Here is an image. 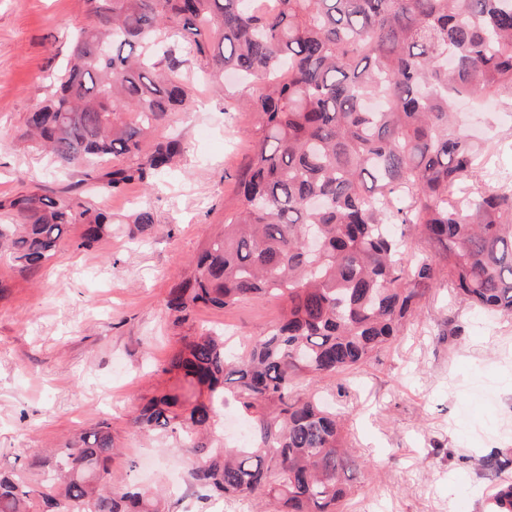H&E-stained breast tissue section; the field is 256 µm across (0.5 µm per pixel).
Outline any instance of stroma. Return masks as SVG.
Returning a JSON list of instances; mask_svg holds the SVG:
<instances>
[{"label": "stroma", "instance_id": "stroma-1", "mask_svg": "<svg viewBox=\"0 0 512 512\" xmlns=\"http://www.w3.org/2000/svg\"><path fill=\"white\" fill-rule=\"evenodd\" d=\"M85 19L84 0H0V198L37 182L58 191L75 175L54 173L45 156L19 139L25 117L65 62V34ZM193 110L177 114L186 146L182 172L145 187L99 196L116 223L94 248L77 247L72 225L59 252L33 278L0 261V470L112 425L120 455L108 473L120 483L169 486L172 512H246L224 501L201 502L188 486L195 462L181 448L141 435L131 418L143 396L168 389L163 368L189 332L228 329L245 340L281 317L278 299L201 308L193 327L174 326L165 307L170 288L190 276L191 259L224 221L234 175L253 150L256 120L235 100L240 88L214 94L189 64ZM459 122L491 131L481 177L512 175V123L495 104L459 103ZM150 207L158 222L134 236L127 218ZM320 393L347 411L346 434L367 464L349 481L350 512H486L495 482L480 460L512 454V316L434 290L404 336L349 374L344 387Z\"/></svg>", "mask_w": 512, "mask_h": 512}]
</instances>
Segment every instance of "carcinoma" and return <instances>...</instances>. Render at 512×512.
I'll list each match as a JSON object with an SVG mask.
<instances>
[{
	"label": "carcinoma",
	"mask_w": 512,
	"mask_h": 512,
	"mask_svg": "<svg viewBox=\"0 0 512 512\" xmlns=\"http://www.w3.org/2000/svg\"><path fill=\"white\" fill-rule=\"evenodd\" d=\"M84 2L90 22L68 35L67 60L21 137L112 193L147 187L186 151L180 135L161 134L189 111L184 63L220 86L245 83L257 139L238 203L167 308L183 325L199 306L286 303L241 355L220 333L183 337L165 368L171 387L132 425L193 453L189 477L208 499L346 512L361 462L317 383L369 364L443 284L512 316V194L465 186L481 141L453 112L463 97L512 108V0ZM131 223L144 234L156 219L141 208ZM72 224L90 249L112 217L70 187L0 199V258L32 277ZM390 224L437 244L439 261L412 258ZM230 399L249 441L217 448L210 433ZM114 452L102 422L49 450L39 478L31 464L0 472V512H166L161 494L109 483ZM486 500L512 512V480Z\"/></svg>",
	"instance_id": "obj_1"
}]
</instances>
